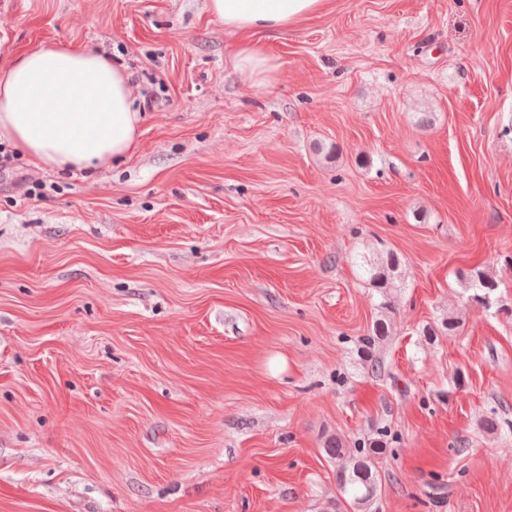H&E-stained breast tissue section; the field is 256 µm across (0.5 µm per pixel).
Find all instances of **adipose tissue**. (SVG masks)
<instances>
[{"mask_svg": "<svg viewBox=\"0 0 512 512\" xmlns=\"http://www.w3.org/2000/svg\"><path fill=\"white\" fill-rule=\"evenodd\" d=\"M326 0H208L209 13L240 34L236 66L267 87L278 66L261 34L296 24ZM142 115L125 70L95 50L51 44L11 55L0 71V143L39 168L82 171L130 155Z\"/></svg>", "mask_w": 512, "mask_h": 512, "instance_id": "ef3b65f1", "label": "adipose tissue"}]
</instances>
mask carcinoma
<instances>
[{
    "label": "carcinoma",
    "instance_id": "cac0c4a2",
    "mask_svg": "<svg viewBox=\"0 0 512 512\" xmlns=\"http://www.w3.org/2000/svg\"><path fill=\"white\" fill-rule=\"evenodd\" d=\"M400 260L392 252L377 254L366 262L364 271L373 287L380 290L382 295H388V290L395 287L398 278ZM499 282L489 273L476 271L469 278L468 288L475 290L473 299L478 304H486L492 291L498 288ZM460 327V319L448 315L437 328L429 327L424 335L434 340L438 334L451 335ZM390 334V322L385 318L376 320L373 324L372 335L364 339L365 352L371 353L372 346L384 340ZM384 441L374 439L366 446L351 448L338 436H331L324 442V452L336 462V483L341 492L347 495L345 503L351 512H370V507L378 495V477L374 458L382 453Z\"/></svg>",
    "mask_w": 512,
    "mask_h": 512
}]
</instances>
